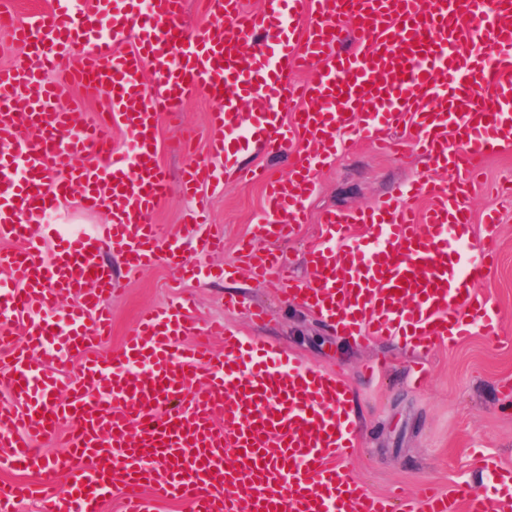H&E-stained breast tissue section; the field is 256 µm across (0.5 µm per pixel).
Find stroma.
I'll return each mask as SVG.
<instances>
[{
    "instance_id": "stroma-1",
    "label": "stroma",
    "mask_w": 512,
    "mask_h": 512,
    "mask_svg": "<svg viewBox=\"0 0 512 512\" xmlns=\"http://www.w3.org/2000/svg\"><path fill=\"white\" fill-rule=\"evenodd\" d=\"M212 106L206 93H195L183 100L176 119L160 120L159 160L169 192L149 221L174 234L190 205H197L209 230L223 234L224 251L206 260L207 270L200 276L162 262L132 275L122 257L104 252V263L123 283L122 291L110 298V347L120 344L142 310L166 303L176 291L173 283H180L177 291L189 301L197 325L219 321L269 349L328 371L340 370L352 387L350 408L361 426L359 446L344 466L372 494H408L423 482L448 493L456 484L469 482L491 498L505 497L503 486L483 469L480 458L492 457L512 470V202L500 196L512 187V147L483 158L479 181L467 196L474 234L485 230V210L499 213L493 229L497 261L475 285L498 314L496 333L487 336L478 330L459 342L424 351L394 337L361 342L343 335L307 307L284 300L276 279L263 284L252 279L239 241L264 214L262 186L228 177L223 190L204 188L192 200L181 193L186 165L208 158ZM433 173L422 156L351 144L316 172V191L306 203L305 222L297 234L266 242L265 247L284 260L295 279L311 280L314 269L306 250L321 235L323 212L376 207L402 183ZM106 219L105 212L84 209L73 194L59 201L48 224L35 233L52 250L62 241V226L90 232ZM229 267L234 275H226ZM254 308L264 309L263 319H252ZM418 365L430 372L422 389L412 383Z\"/></svg>"
}]
</instances>
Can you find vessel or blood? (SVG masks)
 <instances>
[{"label": "vessel or blood", "instance_id": "b4317fda", "mask_svg": "<svg viewBox=\"0 0 512 512\" xmlns=\"http://www.w3.org/2000/svg\"><path fill=\"white\" fill-rule=\"evenodd\" d=\"M122 2L111 15L93 12L86 29L74 21L76 0L25 24L0 11L27 58L0 68V240L22 243L0 251V347L10 352L0 447L12 469L39 479L1 483L0 512L33 496L45 512H102L110 496L123 512H154L161 501L190 512H498L469 483L449 495L426 485L393 500L369 494L342 467L358 434L347 383L220 324L204 333L223 337V355L188 343L196 325L182 303L144 312L112 353L92 350L112 333L108 301L121 287L100 260L104 248L133 271L158 261L180 268L187 248L224 247L199 214L181 236L147 220L168 188L159 118L198 89L216 104L212 160L184 171V193L235 173L236 154L280 151L297 134L319 144L298 155L289 178L252 173L266 188L265 218L241 250L256 279L277 275L287 298L361 341L408 335L424 349L478 323L493 335L497 315L474 285L494 261L495 239L471 241L463 189L476 181L477 160L512 145V0H264L257 13L208 0L212 22L190 32L183 0ZM298 18L306 24L295 38ZM127 42L134 50L118 52ZM62 62L63 79H51ZM301 71L309 80L291 84ZM72 84L106 98L98 122L75 124L62 103ZM251 102L256 111H245ZM405 123L402 150L447 178L410 181L369 212L325 213L307 252L311 281L257 248L303 223L314 174L343 142L383 145ZM116 127L129 150H113ZM74 190L111 219L46 251L31 231ZM419 195L431 201L420 216L407 204ZM73 359L80 374L68 385L46 371ZM64 421L73 424L68 453L44 463L38 443Z\"/></svg>", "mask_w": 512, "mask_h": 512}]
</instances>
